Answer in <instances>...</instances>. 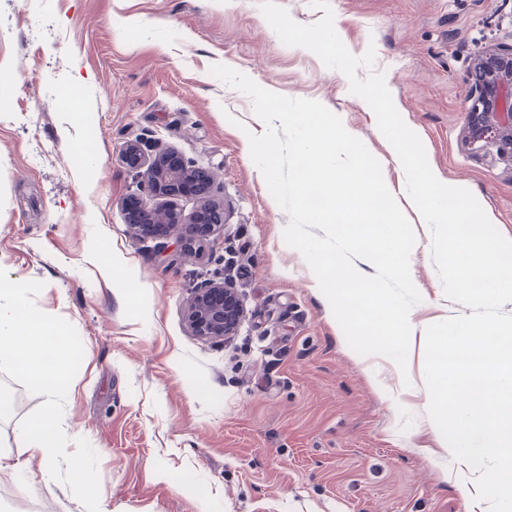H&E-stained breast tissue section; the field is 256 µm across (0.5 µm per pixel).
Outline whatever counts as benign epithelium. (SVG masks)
Wrapping results in <instances>:
<instances>
[{
	"label": "benign epithelium",
	"instance_id": "obj_1",
	"mask_svg": "<svg viewBox=\"0 0 512 512\" xmlns=\"http://www.w3.org/2000/svg\"><path fill=\"white\" fill-rule=\"evenodd\" d=\"M471 95L473 104L467 119L470 142H490L496 156L512 161V44H494L478 57L472 67ZM125 157L135 159L134 168L143 171L139 192L129 195L124 209L138 212L135 224L143 229L154 224L176 228L199 223V213L184 218L166 205H147V199L180 195L179 187L193 176L179 152L161 148L147 153L137 141L124 148ZM233 289L223 283L211 284L197 291L187 319L192 331L200 336H230L239 315L232 312L227 297Z\"/></svg>",
	"mask_w": 512,
	"mask_h": 512
}]
</instances>
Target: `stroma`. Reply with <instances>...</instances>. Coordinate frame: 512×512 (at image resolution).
I'll return each mask as SVG.
<instances>
[{
	"label": "stroma",
	"mask_w": 512,
	"mask_h": 512,
	"mask_svg": "<svg viewBox=\"0 0 512 512\" xmlns=\"http://www.w3.org/2000/svg\"><path fill=\"white\" fill-rule=\"evenodd\" d=\"M261 0H0V268L39 281L37 307L77 330L84 357L64 403L70 439L96 451L108 512H489L462 493L428 415L425 331L469 314L448 299L431 231L395 151L346 76L283 44ZM354 56L376 53L393 102L435 176L468 189L512 239V164L467 140L469 71L512 43V0H330ZM229 66L264 89L320 102L378 159L416 242L407 371L348 345L317 279L283 230L288 215L250 156L266 129L251 98L210 73ZM176 148L211 178L224 222L202 251L130 224L140 180L124 147ZM122 255L104 279L100 262ZM230 280L243 315L231 338L187 324L197 288ZM16 407L0 452V512H81L43 483L22 421L45 398L0 373Z\"/></svg>",
	"instance_id": "35a3bbf8"
}]
</instances>
